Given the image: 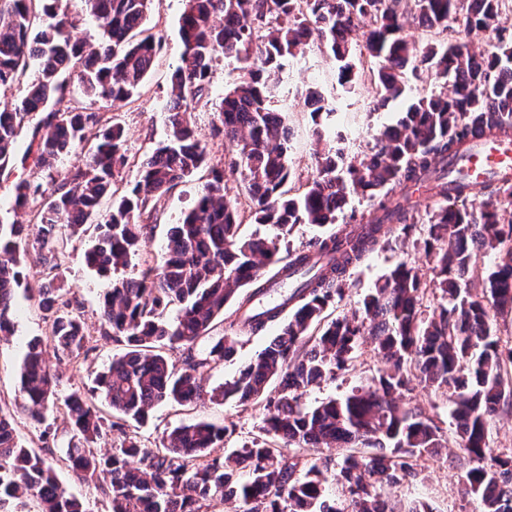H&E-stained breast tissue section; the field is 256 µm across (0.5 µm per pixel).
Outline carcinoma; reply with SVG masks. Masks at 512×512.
<instances>
[{
	"label": "carcinoma",
	"mask_w": 512,
	"mask_h": 512,
	"mask_svg": "<svg viewBox=\"0 0 512 512\" xmlns=\"http://www.w3.org/2000/svg\"><path fill=\"white\" fill-rule=\"evenodd\" d=\"M153 0H83L100 22L98 38L75 37L80 18L66 0H0V88L14 87L29 66L37 78L11 106L0 108V175L16 163L50 171L62 156L82 159L49 189L27 179L12 183L13 211L42 199L33 224L0 219V342L14 335L15 293L28 278L22 255L37 249L42 283L35 296L49 335L27 346L21 372V408L41 427L43 447L56 439L49 417L69 420L67 461L83 483L109 500L112 512H394L381 489L415 480L417 461L435 457L448 439L434 420L404 403L417 380L452 396L454 434L462 454L453 460L479 512H512V456L492 455L489 425L512 405V349L503 353L490 309L512 310V248L498 254L482 289L471 271L480 257L512 240V221L499 210L459 208L471 191L460 167L448 162L487 136L512 135V38L489 50L443 44L423 47L401 35L402 0H184L179 34L181 65L171 75L166 140L139 163V179L112 206L102 199L129 164L124 127L101 112L69 106L71 72L89 98L103 104L131 100L151 71L160 40L144 22ZM505 0H414L422 27L440 35L448 20L466 32L485 30ZM370 19L365 52L355 56L354 35ZM327 44L341 86L358 78L355 60L370 67L377 106L405 89L406 74L425 66L444 79V90L420 94L397 125L376 135L377 151L358 160L328 145L317 154L312 181L292 190L285 111L275 106L279 75L312 36ZM243 63L240 80L217 105L232 171L245 185L247 204L229 197L224 171L211 167L188 117L202 96L219 56ZM310 112L330 116L336 107L318 89L306 90ZM23 154L20 131L32 118ZM203 174L191 209L168 237L167 259L136 278H114L100 307L101 338L126 352L98 372L94 387L57 397L47 359L79 363L91 347L81 303L60 288L64 239L96 219V243L85 264L102 276L128 266L147 243L153 198ZM427 185L449 201L434 216L426 240L433 286L445 304L426 316L419 272L393 268L363 299V313L329 317L349 270L386 244L393 225L412 219L413 192ZM482 192L512 204V180L487 182ZM368 196L378 216L342 242L318 237L279 258L281 236L297 224L336 223L352 193ZM274 233L241 234V210ZM298 286L281 302L257 310L253 302L281 281ZM239 299L238 320L255 333L277 329L238 372L210 390L202 377L236 354L237 339L224 335L206 354L195 344L207 336L224 308ZM180 305L177 319L165 313ZM370 338L389 365L373 384L307 407L309 388L336 375ZM181 348V367L167 352ZM259 408L263 436L226 452V429L198 420L175 427L161 444L144 448L127 432L158 404L193 405L203 398ZM117 432L118 448L98 440ZM346 449L336 472L303 464L286 447ZM20 499L40 512H88L61 485L50 459L22 443L14 414L0 406V509Z\"/></svg>",
	"instance_id": "obj_1"
}]
</instances>
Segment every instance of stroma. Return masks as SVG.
Listing matches in <instances>:
<instances>
[{"mask_svg":"<svg viewBox=\"0 0 512 512\" xmlns=\"http://www.w3.org/2000/svg\"><path fill=\"white\" fill-rule=\"evenodd\" d=\"M183 8V0H153L146 25L162 41L155 65L133 100L105 108L107 115L117 118L126 132L125 148L130 163L121 174L123 183L130 184L138 180L137 160L149 153L167 134L165 104L169 97L171 74L179 64L183 51L179 36V18ZM240 76L237 62L219 59L212 68L208 96L194 104L191 112V122L206 145L210 164L224 169V180L234 194L238 193L241 180L239 175L228 171L232 154L225 146L223 134L216 130L214 107L224 91L237 82ZM311 85L338 107L330 130L337 146L343 147L348 156L363 157L374 153V135L377 130L396 124L407 102L418 94L440 89L441 81L428 69L410 74L402 99L378 109L373 104L369 84L360 83L351 91H344L338 82L335 62L319 44L309 43L297 54L290 69L283 73L277 91L279 103L288 108L287 121L292 133L288 151L290 184L294 187L305 185L316 173V127L302 96L305 88ZM200 186V179L195 177L155 200L157 225L151 239L132 264L122 269V276L131 278L137 276L145 266L162 265L167 231L192 206ZM443 204V199L435 195L414 200L412 226L397 231L389 244L371 254L351 272L346 279L344 296L331 307V314H349L359 310L364 296L377 280L398 263L406 262L422 272H429L425 241L432 217ZM354 214L368 220L374 219L373 206L366 196L352 194L345 213L339 214L336 223L321 228L310 224L296 225L282 241L281 254L305 247L312 238L349 230L352 225L350 217ZM95 235V226L89 223L77 235L69 238L70 258L60 277L64 291L82 302L86 334L94 342L93 350L80 368H73L63 360H51L52 370L59 375L57 394L61 397L74 388H91L95 372L123 352L122 345L99 338V305L110 282L99 277L83 262V254L92 244ZM25 261L30 276L27 287L18 291L15 334L9 341L0 342V401L10 406L19 401L21 396L20 369L28 340L35 336H46L49 332V326L42 319L34 301L41 285L36 273L35 251H28ZM236 318L235 305H228L223 321L217 322L213 328L212 338L231 334L237 336L239 343L235 361L219 364L206 375L207 386L218 385L232 377L239 365L254 356L268 339L267 333L254 335L237 326ZM383 368L384 364L377 357L372 344L363 343L356 359L347 369L337 372L335 378L310 388L304 400L314 405L329 397L343 396L354 387L370 384ZM405 401L410 406L421 408L434 419L442 433L449 438L448 448L446 454L423 462L422 481L385 488L384 497L392 504L421 497L432 504L435 512H475L476 502L465 495L461 473L449 461L450 456L459 451L456 440L452 438L454 425L451 403L419 384L414 385L411 393L406 394ZM198 419L226 427L228 433L225 446L229 449L241 447L245 442L260 436L263 424L261 411L242 407L232 401L216 404L205 400L190 407L167 403L153 409L149 420L140 426L139 437L145 447L152 448L159 445L173 428ZM52 449L50 460L68 491L84 499L91 512H111L109 502L78 480L66 464L63 441H55Z\"/></svg>","mask_w":512,"mask_h":512,"instance_id":"obj_1","label":"stroma"}]
</instances>
